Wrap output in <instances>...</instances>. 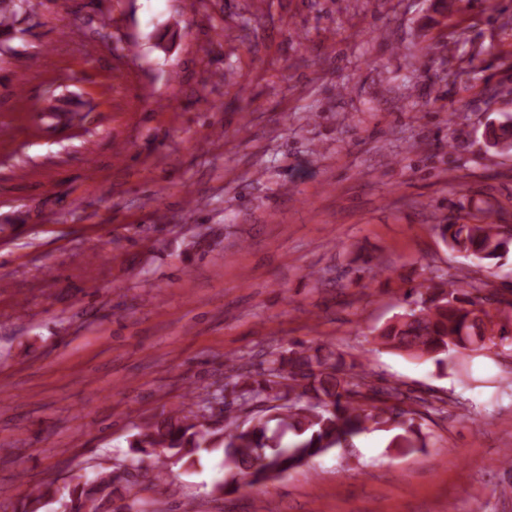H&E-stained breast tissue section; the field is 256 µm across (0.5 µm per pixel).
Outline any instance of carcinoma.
<instances>
[{
	"instance_id": "cac0c4a2",
	"label": "carcinoma",
	"mask_w": 512,
	"mask_h": 512,
	"mask_svg": "<svg viewBox=\"0 0 512 512\" xmlns=\"http://www.w3.org/2000/svg\"><path fill=\"white\" fill-rule=\"evenodd\" d=\"M31 0H0V41L25 33L16 27ZM482 138L500 153L512 152V118L488 124ZM437 236L452 252L479 263L497 264L512 251V227L487 215L474 222L435 225ZM405 292L404 312L371 330L372 342L415 359L451 363L467 352L512 348V315L488 308L472 280L436 283ZM232 381L224 383V418L200 421L206 398L187 393L174 413L144 422L131 436L136 454L131 483L149 479L140 465L145 457L168 454L192 467L203 452L222 451L229 477L215 484L227 494L241 486H262L306 465L334 448H353L354 440L373 431L391 433L388 447L401 451L427 447L418 409L402 407L410 399L400 386L376 388L366 372L346 365L342 355L326 347L293 343L269 353L253 369L231 363ZM121 477L96 471L93 477L71 476L33 487L18 512H45L52 504H69L73 512H101L102 502L114 501Z\"/></svg>"
}]
</instances>
